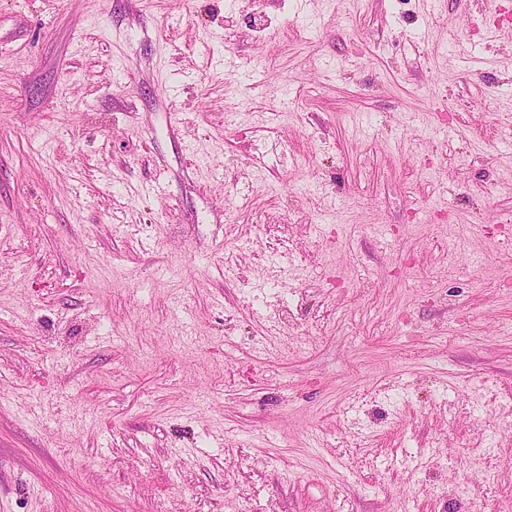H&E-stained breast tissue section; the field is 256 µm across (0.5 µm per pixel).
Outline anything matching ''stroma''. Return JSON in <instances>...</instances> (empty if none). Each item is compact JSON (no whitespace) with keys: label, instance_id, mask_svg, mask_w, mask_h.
Instances as JSON below:
<instances>
[{"label":"stroma","instance_id":"stroma-1","mask_svg":"<svg viewBox=\"0 0 512 512\" xmlns=\"http://www.w3.org/2000/svg\"><path fill=\"white\" fill-rule=\"evenodd\" d=\"M508 10L0 0V512H512Z\"/></svg>","mask_w":512,"mask_h":512}]
</instances>
